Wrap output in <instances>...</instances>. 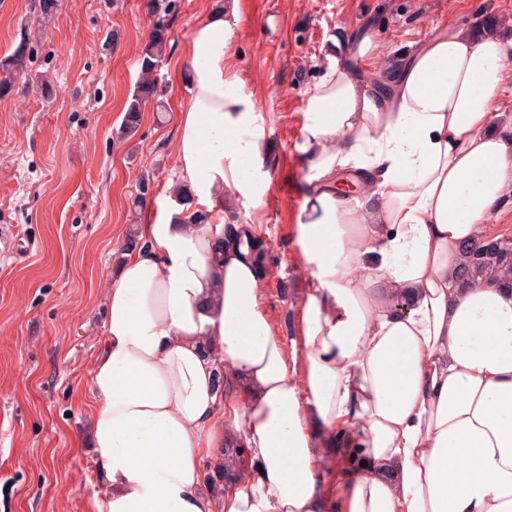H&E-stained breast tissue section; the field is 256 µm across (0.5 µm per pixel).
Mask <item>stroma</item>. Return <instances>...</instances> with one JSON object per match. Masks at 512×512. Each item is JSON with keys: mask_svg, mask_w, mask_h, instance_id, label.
I'll use <instances>...</instances> for the list:
<instances>
[{"mask_svg": "<svg viewBox=\"0 0 512 512\" xmlns=\"http://www.w3.org/2000/svg\"><path fill=\"white\" fill-rule=\"evenodd\" d=\"M227 2L62 0L29 74L0 98V512H97L107 490L87 442L106 283L134 223H155L170 207L189 36ZM31 17V0H0V57ZM488 20L511 37L512 0H238L224 28L227 73L263 115L269 185L260 207L242 204L236 214L274 246L279 272L259 282L274 331L294 339L301 329L307 272L295 239L309 185L296 144L328 45L367 32L403 57L441 31ZM159 22L169 40L157 71L167 112L157 118L146 104L135 136L121 141L140 51ZM144 171L149 190L135 218L130 199ZM30 240L38 250L17 261Z\"/></svg>", "mask_w": 512, "mask_h": 512, "instance_id": "stroma-1", "label": "stroma"}]
</instances>
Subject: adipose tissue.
I'll use <instances>...</instances> for the list:
<instances>
[{"label":"adipose tissue","mask_w":512,"mask_h":512,"mask_svg":"<svg viewBox=\"0 0 512 512\" xmlns=\"http://www.w3.org/2000/svg\"><path fill=\"white\" fill-rule=\"evenodd\" d=\"M188 50L172 148L205 221L142 225L145 246L108 281L89 379L98 512H512V288L456 277L460 247L512 192V39L451 28L388 73L369 66L373 36L356 66L327 48L297 144L312 195L290 342L247 247L222 241L225 201L257 206L267 188L263 116L226 76L223 14ZM346 171L361 200L337 193ZM232 434L256 470L216 497L204 469Z\"/></svg>","instance_id":"obj_1"}]
</instances>
